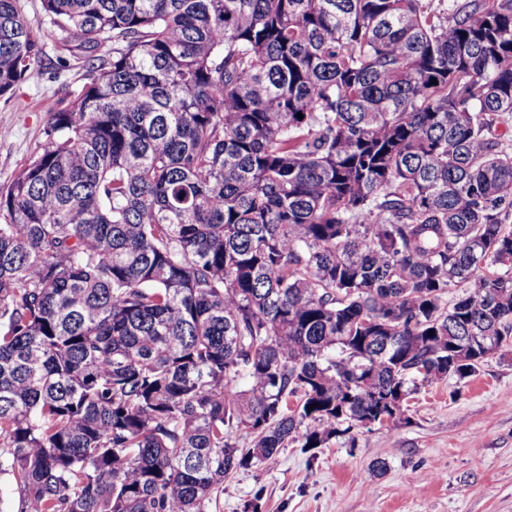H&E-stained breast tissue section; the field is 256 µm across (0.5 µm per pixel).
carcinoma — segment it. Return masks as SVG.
<instances>
[{
  "mask_svg": "<svg viewBox=\"0 0 512 512\" xmlns=\"http://www.w3.org/2000/svg\"><path fill=\"white\" fill-rule=\"evenodd\" d=\"M42 7L86 61L0 186L13 512H209L512 346V0ZM42 55L0 0V97Z\"/></svg>",
  "mask_w": 512,
  "mask_h": 512,
  "instance_id": "1",
  "label": "carcinoma"
}]
</instances>
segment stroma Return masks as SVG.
Returning <instances> with one entry per match:
<instances>
[{"mask_svg":"<svg viewBox=\"0 0 512 512\" xmlns=\"http://www.w3.org/2000/svg\"><path fill=\"white\" fill-rule=\"evenodd\" d=\"M43 45L37 73L0 98V184L44 144L51 111L82 72L50 74L67 40L40 0H23ZM407 420L356 427L312 451L288 444L265 463L224 481L209 512H512V348L471 377H447L407 399ZM384 462L376 470L375 462Z\"/></svg>","mask_w":512,"mask_h":512,"instance_id":"1","label":"stroma"}]
</instances>
